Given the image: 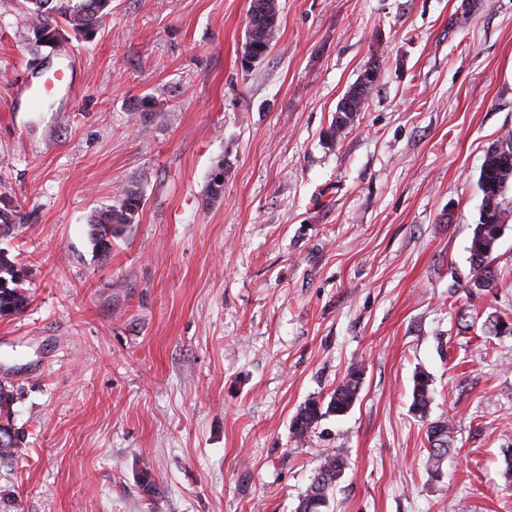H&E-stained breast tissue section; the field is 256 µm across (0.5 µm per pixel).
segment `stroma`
<instances>
[{
	"label": "stroma",
	"instance_id": "1",
	"mask_svg": "<svg viewBox=\"0 0 512 512\" xmlns=\"http://www.w3.org/2000/svg\"><path fill=\"white\" fill-rule=\"evenodd\" d=\"M278 3L247 65L250 0H112L93 40L51 48L0 0V250L30 297L0 317L25 448L0 467V512H295L332 452L327 512H512V336L482 330L512 313V224L495 291L465 289L481 165L512 130V0ZM58 68L71 88L17 109ZM146 95L162 120L132 118ZM132 186L135 224L95 252L91 214ZM354 368L352 409L295 442L296 411ZM419 371L428 420L456 430L437 479ZM372 68L367 67L364 71L363 78L371 71ZM378 79V72L375 74V77L372 78H364L359 82L355 83L352 87L348 89V91L344 94H351V96L355 100L356 104V112H337L333 116V120L327 130V138L331 141H338L344 137L348 131L353 127L356 122V117L359 116L360 112L363 108L364 100L367 98L369 93L374 88ZM343 96V97H344ZM432 378L426 372H417L413 379V410L419 418L426 420L427 448L426 468L428 473L438 478L441 476L442 460L454 443L455 429L450 421L437 420L428 422L429 407L432 400Z\"/></svg>",
	"mask_w": 512,
	"mask_h": 512
}]
</instances>
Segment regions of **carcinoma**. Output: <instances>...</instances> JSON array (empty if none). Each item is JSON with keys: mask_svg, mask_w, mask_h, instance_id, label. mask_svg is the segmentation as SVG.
Segmentation results:
<instances>
[{"mask_svg": "<svg viewBox=\"0 0 512 512\" xmlns=\"http://www.w3.org/2000/svg\"><path fill=\"white\" fill-rule=\"evenodd\" d=\"M111 0H23L29 29L36 43L41 38L60 33L58 21H63L78 40L88 39L96 32L103 18L110 11ZM278 0H250L248 42L256 46L255 60H260L270 51L277 28ZM377 78H364L348 89L355 100L356 111L337 112L327 130V138L334 142L342 139L356 122L362 111L364 100L374 88ZM132 114L139 119H154L161 116L160 103L152 96H143L131 103ZM479 185L483 194L479 221L475 224L468 247L473 277L465 285L472 300H479L498 287V276L493 265V252L501 238L504 227L512 220V206L505 202L506 193L512 188V162L505 164L495 153H487L480 169ZM143 199L139 192L125 189L117 204L96 212L89 221V236L94 247L101 252L112 249V241L124 236L129 225L135 223ZM25 271L15 265L0 251V317L11 316L26 310L29 297L21 287ZM484 328L496 336L512 335V316L490 314ZM362 371L353 369L337 384L327 404L308 401L292 419V434L295 441L306 440L312 428L324 415L341 416L349 412L358 399L361 389ZM413 410L427 423L426 468L428 473L441 476L442 460L454 443L455 429L448 420L428 421L432 400V378L426 372H418L413 379ZM13 390L0 385V427L14 430L12 441L0 445V463L9 464L23 454L22 438L14 429L12 421ZM345 470V460L339 453H330L315 470L305 493L299 499L296 512H325L330 490L336 485Z\"/></svg>", "mask_w": 512, "mask_h": 512, "instance_id": "1", "label": "carcinoma"}]
</instances>
